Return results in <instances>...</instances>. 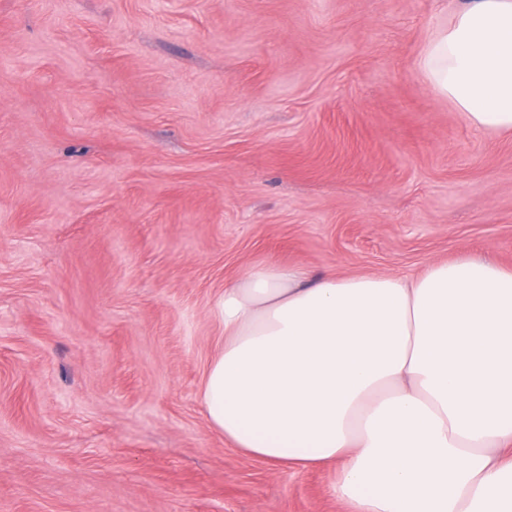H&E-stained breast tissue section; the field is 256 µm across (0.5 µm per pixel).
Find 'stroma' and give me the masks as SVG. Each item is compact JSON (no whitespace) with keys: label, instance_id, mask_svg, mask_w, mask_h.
Listing matches in <instances>:
<instances>
[{"label":"stroma","instance_id":"obj_1","mask_svg":"<svg viewBox=\"0 0 512 512\" xmlns=\"http://www.w3.org/2000/svg\"><path fill=\"white\" fill-rule=\"evenodd\" d=\"M461 0H0V512H351L199 402L225 284L484 257L512 135L417 61Z\"/></svg>","mask_w":512,"mask_h":512}]
</instances>
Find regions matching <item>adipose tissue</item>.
<instances>
[{"mask_svg":"<svg viewBox=\"0 0 512 512\" xmlns=\"http://www.w3.org/2000/svg\"><path fill=\"white\" fill-rule=\"evenodd\" d=\"M418 65L474 129L512 133V0H470ZM213 313L222 335L198 396L232 448L337 464L333 493L354 512H512V270L262 264Z\"/></svg>","mask_w":512,"mask_h":512,"instance_id":"ef3b65f1","label":"adipose tissue"}]
</instances>
